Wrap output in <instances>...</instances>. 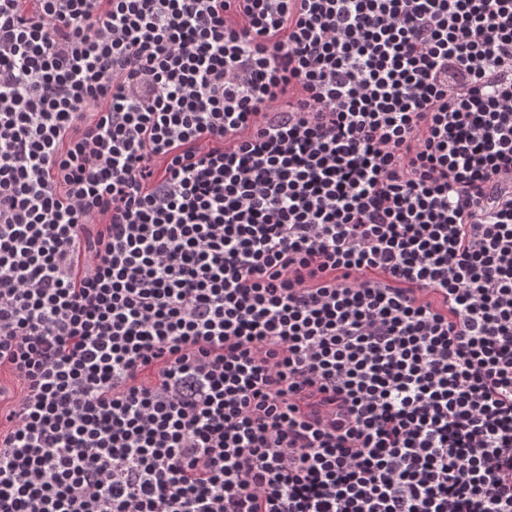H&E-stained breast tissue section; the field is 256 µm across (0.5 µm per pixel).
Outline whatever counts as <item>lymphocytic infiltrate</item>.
Masks as SVG:
<instances>
[{
  "label": "lymphocytic infiltrate",
  "instance_id": "f902f5d3",
  "mask_svg": "<svg viewBox=\"0 0 512 512\" xmlns=\"http://www.w3.org/2000/svg\"><path fill=\"white\" fill-rule=\"evenodd\" d=\"M0 512H512V0H0Z\"/></svg>",
  "mask_w": 512,
  "mask_h": 512
}]
</instances>
